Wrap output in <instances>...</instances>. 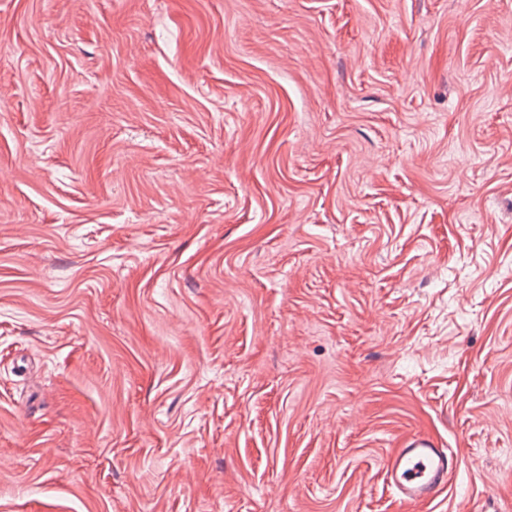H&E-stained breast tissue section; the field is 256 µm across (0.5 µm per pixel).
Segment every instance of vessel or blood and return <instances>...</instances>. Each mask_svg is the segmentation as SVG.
I'll use <instances>...</instances> for the list:
<instances>
[{"label": "vessel or blood", "mask_w": 512, "mask_h": 512, "mask_svg": "<svg viewBox=\"0 0 512 512\" xmlns=\"http://www.w3.org/2000/svg\"><path fill=\"white\" fill-rule=\"evenodd\" d=\"M462 457L428 433L402 437L384 465L386 483L401 507L430 503L446 492Z\"/></svg>", "instance_id": "vessel-or-blood-1"}]
</instances>
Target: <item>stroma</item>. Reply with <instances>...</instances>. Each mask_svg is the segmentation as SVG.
I'll return each instance as SVG.
<instances>
[{
	"label": "stroma",
	"mask_w": 512,
	"mask_h": 512,
	"mask_svg": "<svg viewBox=\"0 0 512 512\" xmlns=\"http://www.w3.org/2000/svg\"><path fill=\"white\" fill-rule=\"evenodd\" d=\"M410 431L464 449L401 510ZM512 512V0H0V512Z\"/></svg>",
	"instance_id": "stroma-1"
}]
</instances>
